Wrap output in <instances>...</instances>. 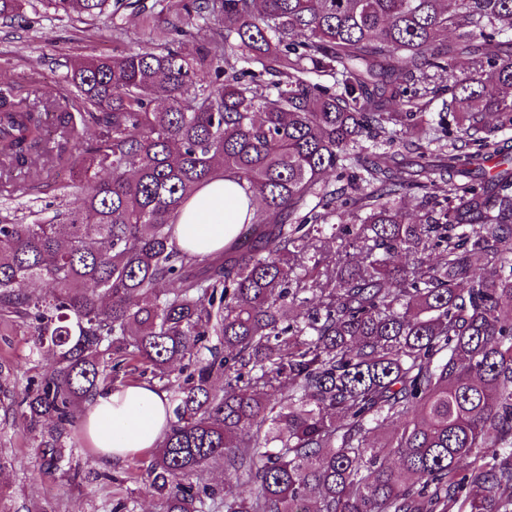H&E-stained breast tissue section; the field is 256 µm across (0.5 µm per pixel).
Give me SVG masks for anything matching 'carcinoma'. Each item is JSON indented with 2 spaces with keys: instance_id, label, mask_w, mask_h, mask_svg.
<instances>
[{
  "instance_id": "obj_1",
  "label": "carcinoma",
  "mask_w": 512,
  "mask_h": 512,
  "mask_svg": "<svg viewBox=\"0 0 512 512\" xmlns=\"http://www.w3.org/2000/svg\"><path fill=\"white\" fill-rule=\"evenodd\" d=\"M41 2L122 39L111 0ZM27 3L0 0V22ZM503 21L512 0H154L158 41L69 66L56 128L96 133L53 154L41 111L1 90L0 179L48 157L83 183L59 222L0 221V319L30 321L52 360L4 419L58 459L99 387L148 373L171 408L162 512H512ZM199 24L186 58L175 37ZM220 177L258 208L192 255L178 217ZM413 188L450 205L412 217ZM216 460L250 497L204 482ZM209 37V28L206 25H194L190 27V34L181 37L175 43V48H178L183 56L191 58L195 55L196 49L201 44L205 43Z\"/></svg>"
}]
</instances>
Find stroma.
Returning a JSON list of instances; mask_svg holds the SVG:
<instances>
[{
    "label": "stroma",
    "mask_w": 512,
    "mask_h": 512,
    "mask_svg": "<svg viewBox=\"0 0 512 512\" xmlns=\"http://www.w3.org/2000/svg\"><path fill=\"white\" fill-rule=\"evenodd\" d=\"M110 29L102 23H80L58 17L40 0L26 7L14 26L0 24V84L19 85L34 99L52 96L64 82L70 61L111 52ZM12 204L40 210L43 220L63 214L79 193L67 174L48 181L17 179ZM28 323L0 321V388L16 393L50 362L37 354ZM39 439L22 425L0 423V453L11 466L0 478V498L11 512H110L116 499L134 512H159V500L146 490L152 452L133 461L103 463L89 444L76 448L68 461L52 464ZM108 481H99V474Z\"/></svg>",
    "instance_id": "obj_1"
}]
</instances>
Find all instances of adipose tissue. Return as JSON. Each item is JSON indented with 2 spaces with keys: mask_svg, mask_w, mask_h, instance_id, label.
Returning <instances> with one entry per match:
<instances>
[{
  "mask_svg": "<svg viewBox=\"0 0 512 512\" xmlns=\"http://www.w3.org/2000/svg\"><path fill=\"white\" fill-rule=\"evenodd\" d=\"M250 201L242 191H225L217 180L200 189L176 225L180 248L209 254L221 250L241 227ZM164 392L146 383L100 388L84 417L98 460L123 461L156 447L167 429Z\"/></svg>",
  "mask_w": 512,
  "mask_h": 512,
  "instance_id": "1",
  "label": "adipose tissue"
}]
</instances>
